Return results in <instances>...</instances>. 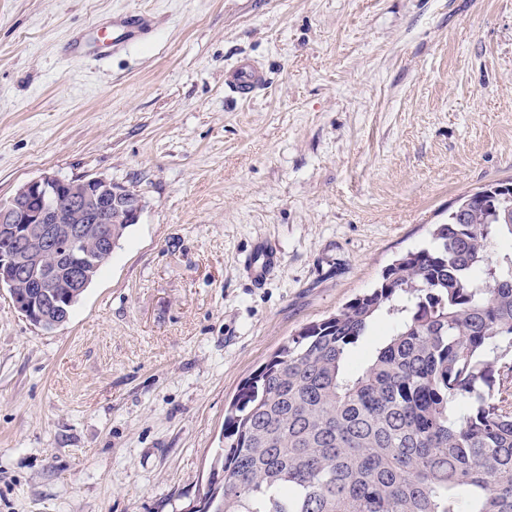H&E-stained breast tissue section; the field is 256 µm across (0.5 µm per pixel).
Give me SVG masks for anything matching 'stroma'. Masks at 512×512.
Instances as JSON below:
<instances>
[{"instance_id": "obj_1", "label": "stroma", "mask_w": 512, "mask_h": 512, "mask_svg": "<svg viewBox=\"0 0 512 512\" xmlns=\"http://www.w3.org/2000/svg\"><path fill=\"white\" fill-rule=\"evenodd\" d=\"M125 11L150 33L97 59ZM45 173L143 210L63 325L0 289V512H185L241 383L512 181V0H0V197ZM264 80L263 74L248 63L232 67L226 77L227 87L241 98H247ZM279 263V257L272 249L260 245L252 259V269L257 279H262Z\"/></svg>"}]
</instances>
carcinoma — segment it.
Here are the masks:
<instances>
[{
    "mask_svg": "<svg viewBox=\"0 0 512 512\" xmlns=\"http://www.w3.org/2000/svg\"><path fill=\"white\" fill-rule=\"evenodd\" d=\"M476 197L245 380L204 512H512V406L487 361L512 347V250L489 255L512 222ZM379 320L391 333L349 369Z\"/></svg>",
    "mask_w": 512,
    "mask_h": 512,
    "instance_id": "cac0c4a2",
    "label": "carcinoma"
}]
</instances>
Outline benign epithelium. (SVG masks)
<instances>
[{
    "mask_svg": "<svg viewBox=\"0 0 512 512\" xmlns=\"http://www.w3.org/2000/svg\"><path fill=\"white\" fill-rule=\"evenodd\" d=\"M142 209L140 196L104 176L43 174L24 183L0 199V239L24 240L22 251L0 253V287L9 285L27 320L58 319L112 253V222L135 224Z\"/></svg>",
    "mask_w": 512,
    "mask_h": 512,
    "instance_id": "benign-epithelium-1",
    "label": "benign epithelium"
}]
</instances>
